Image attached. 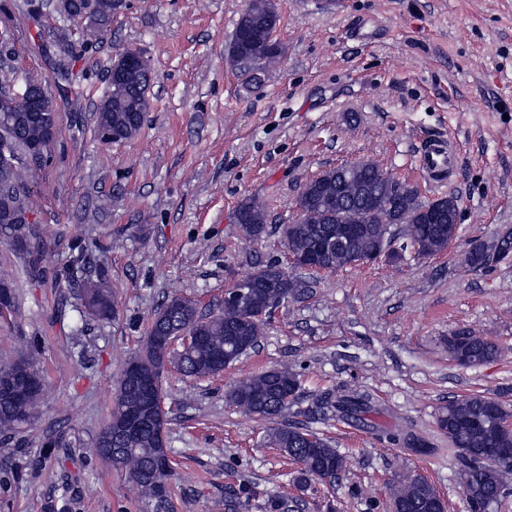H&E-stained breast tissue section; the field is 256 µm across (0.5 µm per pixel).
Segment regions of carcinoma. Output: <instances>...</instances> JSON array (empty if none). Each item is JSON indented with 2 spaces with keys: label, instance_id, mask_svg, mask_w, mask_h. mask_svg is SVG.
<instances>
[{
  "label": "carcinoma",
  "instance_id": "1",
  "mask_svg": "<svg viewBox=\"0 0 512 512\" xmlns=\"http://www.w3.org/2000/svg\"><path fill=\"white\" fill-rule=\"evenodd\" d=\"M50 16L65 22L62 27L39 31L57 49L61 61L74 54L68 23H94L104 30L128 6L123 0H41ZM278 16L271 0H247L237 22L232 42L237 44L232 63L249 80L275 67L282 57L274 36ZM19 80L42 88L39 79L23 71L0 68V244L11 248L27 273L39 275L44 257V241L39 228L26 220L31 212L32 178L48 161L53 130L60 128L59 114L49 96L43 110L22 112L3 94V84ZM151 68L147 58L138 63L136 75L128 83L112 84L109 96L96 108V132L127 140L137 136L150 109ZM297 201L302 207L301 223L281 225L284 245L292 258V269L268 262L250 275L253 288L243 305H224L203 315L192 300L172 296L154 314L139 352L131 359L156 391L167 366L174 365L188 378L200 380L219 375L229 365L254 350L264 336L269 315L289 300L312 293L314 282L300 274L308 270V260L316 267L336 271L378 258V249L391 246L395 226L402 228L406 243L388 253L405 259L408 249L427 257L448 247L453 225L448 223V207L431 219L422 209L429 203L418 199L409 185L391 177L378 164L363 161L327 170L307 181ZM239 232L246 240L266 233V204L250 198L236 214ZM357 224L354 236L343 233V225ZM96 244L75 239L64 281L79 290L80 335L90 322L100 324L116 319L117 302L107 272L96 263ZM512 255V234L490 242L476 240L465 254V262L481 268L491 261ZM185 331L195 333L200 342L188 350L171 349L174 337ZM448 353L461 366L475 367L497 358L502 348L487 336L460 330L448 337ZM23 367V377L42 384V375L33 357L19 351L0 360V379L14 377ZM300 389L298 374L286 367L273 368L239 380L225 394L227 402L240 411L265 419L280 416L293 403ZM42 393L33 391L16 402L0 397V438L6 440L18 429L38 418ZM371 398L356 389L325 390L314 403L315 413L324 420L337 414L358 417L370 410ZM137 414V424L126 438L114 440L112 450L102 443L116 418ZM512 419V408L500 399L468 395L448 402L437 423L455 449L457 474L470 512H492L512 492V460L498 458V450L512 448V432L504 423ZM269 444L280 449L299 465L303 479L336 480L345 469V458L316 433L296 426H278L268 434ZM170 453L159 441L152 419L139 412V386L127 376L120 378L112 398L110 417L93 439L88 454L101 463L120 468L137 485L145 504L153 512H167L171 505L174 466L157 476ZM392 512H444L436 489L425 479L407 476L389 488Z\"/></svg>",
  "mask_w": 512,
  "mask_h": 512
}]
</instances>
